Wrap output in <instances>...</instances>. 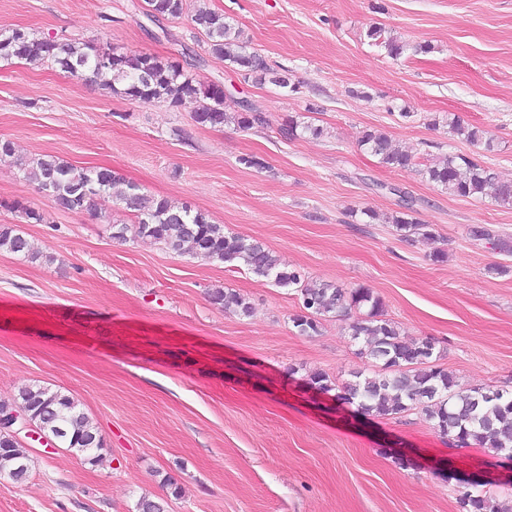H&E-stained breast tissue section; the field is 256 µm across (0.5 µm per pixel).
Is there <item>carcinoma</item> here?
<instances>
[{"mask_svg":"<svg viewBox=\"0 0 512 512\" xmlns=\"http://www.w3.org/2000/svg\"><path fill=\"white\" fill-rule=\"evenodd\" d=\"M144 2L150 18H179L186 0ZM192 22L206 36L212 54L235 66L243 78L267 80L282 88L290 86L288 77L272 69L259 53L246 50L239 32L225 21L224 14L199 8ZM368 37L383 45L392 58L406 51V44L395 37H383L379 28L368 30ZM0 58L34 63L49 60L75 77L100 79L113 94L144 103L165 102L175 108L194 103L192 118L201 127L235 123L251 129L266 122L262 113L245 100L240 102L239 111H225L222 84H202L179 62L148 52H118L92 42L40 38L23 28H13L0 32ZM450 128L472 144L482 139L479 128L458 118L450 122ZM299 129L316 137L324 133L318 126L300 125L293 116L286 117L281 127L288 137L297 135ZM359 145L386 168L401 169L412 164V156L394 147L382 130L364 131ZM18 164L26 179L63 210H88L96 196L112 192L120 182L108 168H77L48 154L21 157ZM425 174L450 195L480 198L490 189L498 203L512 206V182L500 180L490 168L467 156L448 155L427 167ZM120 200L139 238L161 244L179 256L244 268L278 287L294 289L300 306L291 321L303 336L317 335L324 317H347L356 312L347 328L358 345L357 355L372 362V369L354 373L353 380L343 384L324 372H314L308 376L314 389L336 392L338 400L356 406L364 415L389 418L416 410L456 447L477 445L495 453L512 449V389H503L502 397L489 401L483 398L487 388L459 383L439 363L435 341L429 337L406 338L396 322L386 317L384 303L373 289L363 285L343 288L310 280L282 265L263 242L225 233L224 225L184 202L147 195L136 186L123 192ZM391 223L404 236L436 238L432 225L408 219L404 212L391 217ZM0 250L31 260L42 257L21 231L7 224L0 225ZM209 298L221 309L242 316L251 313L247 298L233 289L215 288ZM17 404L36 427L57 435L58 445L72 451L81 462L96 465L101 461L103 443L98 429L72 397L48 387L30 386L20 391ZM29 467L27 449L10 434L1 433L0 474L22 482ZM458 504L460 512H512V500H496L468 489L460 492Z\"/></svg>","mask_w":512,"mask_h":512,"instance_id":"cac0c4a2","label":"carcinoma"}]
</instances>
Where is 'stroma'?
Returning a JSON list of instances; mask_svg holds the SVG:
<instances>
[{
  "label": "stroma",
  "instance_id": "35a3bbf8",
  "mask_svg": "<svg viewBox=\"0 0 512 512\" xmlns=\"http://www.w3.org/2000/svg\"><path fill=\"white\" fill-rule=\"evenodd\" d=\"M141 2L0 0V31L175 59L224 85L226 111L245 100L266 122L201 127L193 105L123 99L46 61L0 59V139L16 148L0 154V224L19 225L42 254L0 251V403L28 386L60 390L105 442L90 466L23 438L30 475L0 477V512H134L145 494L167 512H459L461 488L512 493L504 454L449 447L417 412L364 416L308 385L315 371L343 382L367 369L346 320L300 335L293 290L132 233L114 239L130 221L115 195L63 211L17 163L51 154L107 167L189 203L311 279L372 288L409 338L435 340L463 385H507L512 253L498 242L512 241V208L448 195L423 170L463 154L512 181V0H186L181 17L156 21ZM200 6L223 13L291 88L243 81L213 56L191 21ZM375 26L407 43L400 58L369 42ZM453 115L484 143L453 135ZM289 116L323 135L286 137ZM372 128L413 165L388 169L361 149ZM251 156L262 167L245 165ZM406 197L436 239L391 224ZM17 201L42 223H23ZM474 226L491 238L473 239ZM214 288L243 294L250 315L214 306Z\"/></svg>",
  "mask_w": 512,
  "mask_h": 512
}]
</instances>
